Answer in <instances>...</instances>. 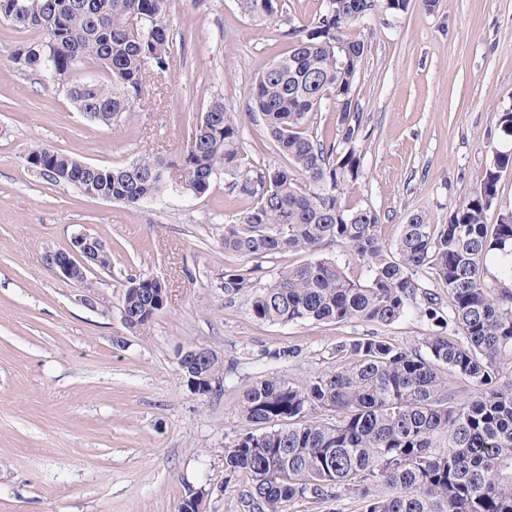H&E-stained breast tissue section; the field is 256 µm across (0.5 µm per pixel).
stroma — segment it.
I'll return each mask as SVG.
<instances>
[{
  "label": "stroma",
  "instance_id": "1",
  "mask_svg": "<svg viewBox=\"0 0 512 512\" xmlns=\"http://www.w3.org/2000/svg\"><path fill=\"white\" fill-rule=\"evenodd\" d=\"M322 9L284 0L260 25L239 0H170L171 73L109 129L12 63L24 36L0 23V512H178L200 490L204 512H243L236 489L247 477L226 476L224 451L255 428L240 408L249 386L335 369L336 346L359 336L413 347L428 333L415 318L385 328L253 319L246 296L224 292L235 261L224 220L251 204L231 179L131 209L52 184L25 160L37 143L109 167L145 151L175 158L214 98L246 111L254 77L290 46L285 30ZM351 34L366 53L356 79L363 176L348 203L376 210L388 238L413 213L447 223L500 143L495 111L512 107V0H438L431 10L411 0ZM79 231L111 257L86 287L46 263ZM152 276L166 301L141 334L124 325L121 297L130 279ZM90 294L96 306L84 303ZM195 345L233 370L204 398L179 374ZM286 348L296 357L273 359Z\"/></svg>",
  "mask_w": 512,
  "mask_h": 512
}]
</instances>
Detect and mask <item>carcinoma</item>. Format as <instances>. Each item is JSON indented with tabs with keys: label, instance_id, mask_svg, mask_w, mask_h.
<instances>
[{
	"label": "carcinoma",
	"instance_id": "cac0c4a2",
	"mask_svg": "<svg viewBox=\"0 0 512 512\" xmlns=\"http://www.w3.org/2000/svg\"><path fill=\"white\" fill-rule=\"evenodd\" d=\"M241 7L266 22L282 4ZM408 8L409 0H324L310 24L288 29L291 49L255 78L247 115L215 99L176 161L142 154L122 167L83 169L82 160L45 145L26 155L48 181L130 208L175 192L201 195L218 176L240 175L239 192L253 202L224 222V252L243 259L224 266V292L247 295L255 319L387 327L414 316L430 326L410 348L383 336L338 346L347 363L301 385L276 376L250 386L242 412L265 430L239 435L224 452L225 472L248 476L236 489L243 512H282L287 502L342 492L360 494L364 512H512V209L485 221L502 173L512 169V146L492 150L480 184L446 224L415 214L387 239L376 210L346 202L362 176L355 78L365 54L348 31L377 12ZM169 10L170 0H0V22L35 33L13 51L15 64L110 128L136 111L150 77L170 70ZM325 107L337 115L330 142L313 132ZM256 115L284 164L258 167L246 152L244 117ZM494 118L512 139V108ZM333 246L357 257L363 278L324 255ZM285 251L313 258L262 282L261 260ZM490 255L501 270L493 283ZM164 297L166 285L154 277L131 284L121 301L125 325L146 331ZM179 369L201 398L229 377L205 347ZM450 376L473 395L458 398ZM319 410L335 420L314 416Z\"/></svg>",
	"mask_w": 512,
	"mask_h": 512
}]
</instances>
